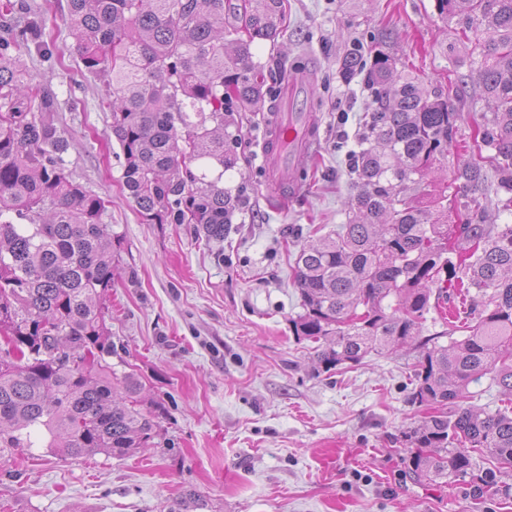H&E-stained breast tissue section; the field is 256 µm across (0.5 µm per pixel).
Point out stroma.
<instances>
[{
    "label": "stroma",
    "mask_w": 512,
    "mask_h": 512,
    "mask_svg": "<svg viewBox=\"0 0 512 512\" xmlns=\"http://www.w3.org/2000/svg\"><path fill=\"white\" fill-rule=\"evenodd\" d=\"M15 23L42 26L57 47L55 64L26 57L33 81L55 101L71 145L70 178L108 201L102 220L122 238L106 300L116 374L135 373L144 408L160 413L146 447L124 457L68 458L45 448L0 450V512H512L496 491L474 499V478L420 484L406 475L403 433L426 416L411 399L417 352L365 357L323 371L313 345L297 340L301 313L294 258L314 228L346 223L354 193L349 154L372 98L344 82L339 59L353 42L385 39L431 89L468 74L462 17L442 20L435 0H285L286 20L258 45L270 92L285 69L312 80L297 108L312 113L304 184L275 206L264 181L263 112H236L237 165L224 187L237 199L223 241L191 224H148L122 186L123 157L101 102L110 89L82 74L65 0H25ZM455 106L465 159L484 104L474 84Z\"/></svg>",
    "instance_id": "1"
}]
</instances>
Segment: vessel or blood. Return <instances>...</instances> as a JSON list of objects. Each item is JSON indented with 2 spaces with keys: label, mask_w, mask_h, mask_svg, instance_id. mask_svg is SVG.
I'll return each instance as SVG.
<instances>
[{
  "label": "vessel or blood",
  "mask_w": 512,
  "mask_h": 512,
  "mask_svg": "<svg viewBox=\"0 0 512 512\" xmlns=\"http://www.w3.org/2000/svg\"><path fill=\"white\" fill-rule=\"evenodd\" d=\"M288 96L280 94L277 107L264 117V139L261 152L265 180L280 198H288L298 188L294 160L304 153L310 143L313 115L287 109Z\"/></svg>",
  "instance_id": "1"
}]
</instances>
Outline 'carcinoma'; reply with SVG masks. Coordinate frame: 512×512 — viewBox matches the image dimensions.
Instances as JSON below:
<instances>
[{"label":"carcinoma","instance_id":"cac0c4a2","mask_svg":"<svg viewBox=\"0 0 512 512\" xmlns=\"http://www.w3.org/2000/svg\"><path fill=\"white\" fill-rule=\"evenodd\" d=\"M446 20L466 14L471 77L488 113L478 155L452 168L467 190L460 224L448 195L422 200L421 182L456 143L460 113L448 94L397 72L384 45L355 43L340 63L346 83L371 91L372 109L350 167L349 221L301 247L293 267L303 313L294 336L317 344L329 371L416 344L412 399L446 408L404 432L416 481L454 482L486 449L478 493L512 469V405L464 407L469 385L489 376L512 397V224L489 223L486 167L499 178L497 211H512V0H436ZM282 0H68L84 69L112 87L102 101L123 155V184L148 224H194L224 238L235 200L226 114L255 109L265 79L253 45L272 38ZM0 36V448H51L78 458L122 457L157 435L156 415L137 408L133 374L113 383L104 320L120 236L102 216L108 201L65 172L69 143L46 87L24 56L53 58L55 41L34 23ZM474 37H469L468 32ZM460 299L455 305L452 297ZM448 329L422 336L439 300ZM462 338H455L456 333Z\"/></svg>","mask_w":512,"mask_h":512}]
</instances>
